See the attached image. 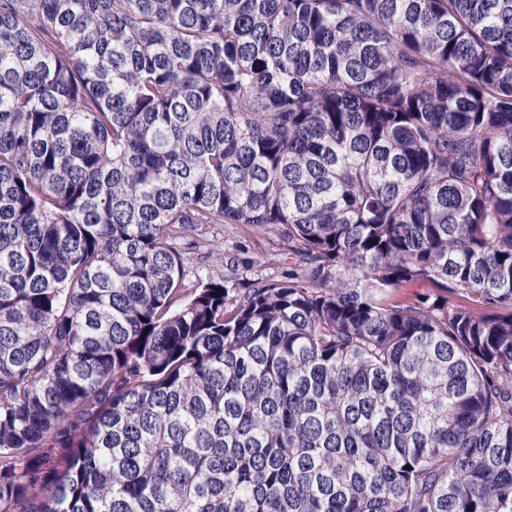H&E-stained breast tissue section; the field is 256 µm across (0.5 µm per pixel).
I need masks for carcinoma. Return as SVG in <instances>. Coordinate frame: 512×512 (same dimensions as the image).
Instances as JSON below:
<instances>
[{"label": "carcinoma", "instance_id": "1", "mask_svg": "<svg viewBox=\"0 0 512 512\" xmlns=\"http://www.w3.org/2000/svg\"><path fill=\"white\" fill-rule=\"evenodd\" d=\"M0 512H512V0H0ZM201 236L202 242L219 249L208 258V263L213 264L219 274L224 273L227 264L238 263L239 269L243 270V266L248 263L251 266L247 272L248 277L262 274L279 278L293 264L287 246L272 240L256 228L237 224H209L202 228Z\"/></svg>", "mask_w": 512, "mask_h": 512}]
</instances>
